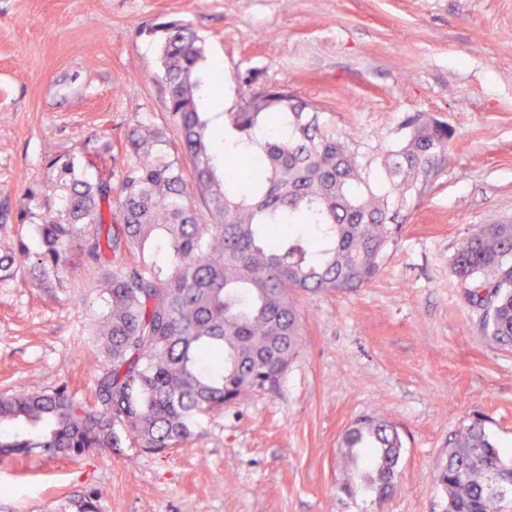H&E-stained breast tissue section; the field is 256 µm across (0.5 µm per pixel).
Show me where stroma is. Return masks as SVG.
<instances>
[{
    "label": "stroma",
    "mask_w": 512,
    "mask_h": 512,
    "mask_svg": "<svg viewBox=\"0 0 512 512\" xmlns=\"http://www.w3.org/2000/svg\"><path fill=\"white\" fill-rule=\"evenodd\" d=\"M189 22L219 59L216 100L288 89L322 130L384 154L423 112L456 132L432 184L363 288L299 291L302 346L279 385L202 417L164 454L133 441L79 457L0 464V512H444L448 440L469 414L512 457V348L485 339L451 262L489 218L512 222V0H0V224L15 225L46 158L100 171L104 140L137 125L178 133L152 26ZM85 288H0V392L68 383L92 398L97 349ZM396 424L399 489L338 493V438Z\"/></svg>",
    "instance_id": "35a3bbf8"
}]
</instances>
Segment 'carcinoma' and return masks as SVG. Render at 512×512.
<instances>
[{"instance_id": "1", "label": "carcinoma", "mask_w": 512, "mask_h": 512, "mask_svg": "<svg viewBox=\"0 0 512 512\" xmlns=\"http://www.w3.org/2000/svg\"><path fill=\"white\" fill-rule=\"evenodd\" d=\"M163 33L166 107L179 134L138 126L103 145L117 169L82 178L69 158L47 161L51 185L27 189L0 252V288L17 278L63 288L92 272L100 313L83 332L98 349L92 402L67 386L0 393V457L39 450L80 456L133 437L153 453L176 448L198 420L275 388L300 345L291 291L346 293L375 277L399 227L455 131L424 113L404 121L380 166L360 146L324 133L315 107L266 88L223 115L198 110L203 50L188 24ZM194 172L189 199L181 158ZM465 298L484 309L483 335L512 347V223L493 220L462 240L452 262ZM401 440L385 420L346 429L339 492L383 501L397 487ZM440 481L446 512H512V461L474 413L448 441Z\"/></svg>"}]
</instances>
